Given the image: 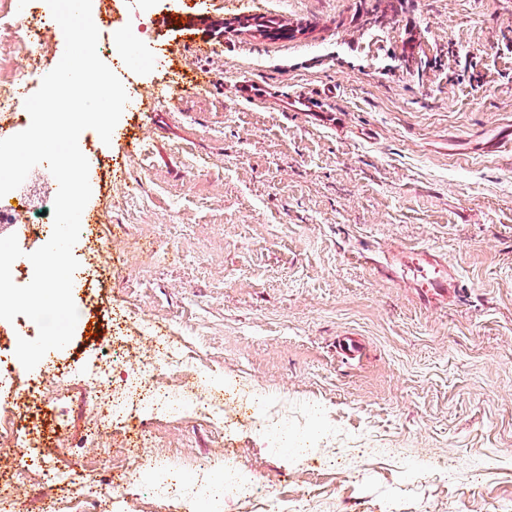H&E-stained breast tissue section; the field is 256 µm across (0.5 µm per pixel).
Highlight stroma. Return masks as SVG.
Listing matches in <instances>:
<instances>
[{"label":"stroma","instance_id":"35a3bbf8","mask_svg":"<svg viewBox=\"0 0 512 512\" xmlns=\"http://www.w3.org/2000/svg\"><path fill=\"white\" fill-rule=\"evenodd\" d=\"M164 66L124 65L140 106L88 157L105 215L81 232L109 244L71 341L0 379V405L55 367L94 370L114 313L192 349L224 422L176 412L113 419L80 381L62 408H25L72 500L141 469L125 500L93 512H243L235 495L197 504L146 495L165 457L183 484L228 454L289 512H512V0H154ZM208 47L205 55L192 53ZM244 81L318 98V112L254 105ZM429 248L459 285L418 287ZM358 337L361 353L337 340ZM0 512H40L54 494L21 460Z\"/></svg>","mask_w":512,"mask_h":512}]
</instances>
